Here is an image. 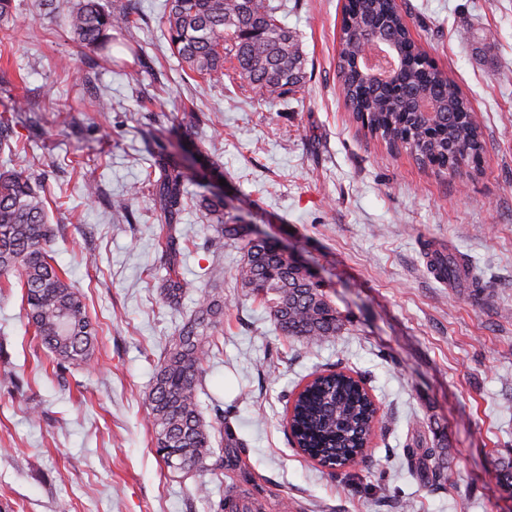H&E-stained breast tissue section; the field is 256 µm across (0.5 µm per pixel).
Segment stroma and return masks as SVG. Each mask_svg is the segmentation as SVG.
<instances>
[{"label":"stroma","instance_id":"stroma-1","mask_svg":"<svg viewBox=\"0 0 512 512\" xmlns=\"http://www.w3.org/2000/svg\"><path fill=\"white\" fill-rule=\"evenodd\" d=\"M133 2L138 25L112 31L110 64L71 38L67 0H16L24 25L0 42L11 80L0 101L21 106L0 170L35 177L55 260L98 331L89 363L57 371L20 289L0 277V512H214L226 498L261 512H512L497 480L512 457V0H398L482 130L480 170L459 174L354 119L336 70L345 0H271L308 58L301 97L273 104L186 77L160 24L166 0ZM94 97L109 109L86 106ZM186 109L207 117L194 139L223 171L226 216L310 268L343 320L339 336L314 348L281 336L235 281L237 246L215 249L217 226L193 206L175 232L193 288L179 308L164 302L151 196L122 216L109 201L142 182L154 152L181 159L169 129ZM85 175L101 196L84 197ZM427 240L468 258L483 301L470 283L428 270ZM201 288L224 296L202 411L211 422L229 408L240 444L224 450L223 467L174 477L153 447L146 398ZM327 366L362 375L380 408L368 457L351 470L322 468L287 438V395ZM415 450L429 452L442 482L415 473ZM200 480L208 497L195 492Z\"/></svg>","mask_w":512,"mask_h":512}]
</instances>
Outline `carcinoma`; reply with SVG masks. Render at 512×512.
Returning <instances> with one entry per match:
<instances>
[{"label":"carcinoma","instance_id":"cac0c4a2","mask_svg":"<svg viewBox=\"0 0 512 512\" xmlns=\"http://www.w3.org/2000/svg\"><path fill=\"white\" fill-rule=\"evenodd\" d=\"M162 26L170 50L187 75L209 80H240L262 101L273 103L302 90L306 59L297 33L282 23L270 0H167ZM13 0H0V37L17 28ZM135 22L129 3L103 6L100 0H78L68 11L74 41L108 50L107 31ZM386 32L401 64L393 79L374 83L359 71L357 56L365 44L363 25ZM338 75L347 105L368 131L388 145L402 147L440 171H459L478 164L484 152L481 129L458 85L450 80L411 37L397 0H349L339 36ZM430 99L440 120L430 123L412 109L414 100ZM15 108L0 112V148L9 145ZM147 177L165 227L162 253L166 275L160 293L178 307L193 284L180 272L181 251L174 224L188 202L185 168L161 152ZM144 186L135 184L111 199L113 212H128ZM207 219L221 226L223 239L239 245L235 279L244 291L266 305L281 334L314 347L339 335L344 323L336 307L308 269L296 264L268 239L252 237L246 224L224 220V195L201 196ZM53 228L46 199L33 177L0 171V277L18 276L26 317L33 336L51 353L59 369L92 360L97 330L78 289L52 255ZM447 276L469 278L470 268L451 255L438 253ZM224 315V301L211 289L199 291L193 314L161 352L148 393L147 423L156 453L173 474L201 473L216 457L212 432L224 443L226 429L202 417L199 394L214 342L209 331ZM292 440L296 448L321 464L337 463L365 451L379 408L350 375L325 369L290 397Z\"/></svg>","mask_w":512,"mask_h":512}]
</instances>
